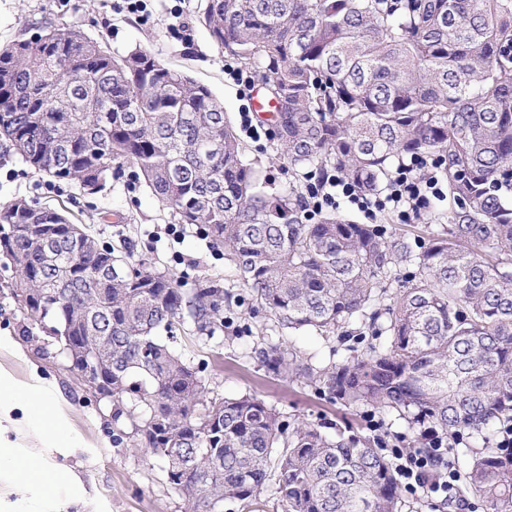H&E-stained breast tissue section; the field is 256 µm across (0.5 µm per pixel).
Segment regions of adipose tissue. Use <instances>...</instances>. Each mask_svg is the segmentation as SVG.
I'll return each mask as SVG.
<instances>
[{
    "label": "adipose tissue",
    "mask_w": 512,
    "mask_h": 512,
    "mask_svg": "<svg viewBox=\"0 0 512 512\" xmlns=\"http://www.w3.org/2000/svg\"><path fill=\"white\" fill-rule=\"evenodd\" d=\"M58 400L45 382L39 377H32L23 386L0 373V472H8L13 482L21 487L36 483L54 488L66 486L74 481L67 469L60 467L36 468L19 458L14 452V445L5 433L18 421L41 432L58 448L71 445V438L65 433L57 416Z\"/></svg>",
    "instance_id": "ef3b65f1"
}]
</instances>
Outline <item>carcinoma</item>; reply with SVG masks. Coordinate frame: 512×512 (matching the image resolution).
I'll return each mask as SVG.
<instances>
[{
  "mask_svg": "<svg viewBox=\"0 0 512 512\" xmlns=\"http://www.w3.org/2000/svg\"><path fill=\"white\" fill-rule=\"evenodd\" d=\"M212 43L277 112L275 158L372 196L412 157L435 161L447 223L418 245L333 208L307 219L305 191L269 182L209 87L150 50L112 53L45 25L0 48V140L32 170L87 194L123 164L196 225L241 276L186 294L148 257L128 262L59 210L0 203V258L23 309L69 371L72 344L101 357L97 394L129 396L142 447L166 462L185 512H219L272 489L284 512H402L379 434L291 422L251 394L207 400L202 370L157 336L200 331L247 304L289 333L338 334L362 351L317 366L268 343L264 366L352 410L432 427L466 457L462 497L512 512V0H205ZM50 226L49 243L35 229Z\"/></svg>",
  "mask_w": 512,
  "mask_h": 512,
  "instance_id": "cac0c4a2",
  "label": "carcinoma"
}]
</instances>
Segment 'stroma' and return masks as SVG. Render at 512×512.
<instances>
[{
	"label": "stroma",
	"instance_id": "stroma-1",
	"mask_svg": "<svg viewBox=\"0 0 512 512\" xmlns=\"http://www.w3.org/2000/svg\"><path fill=\"white\" fill-rule=\"evenodd\" d=\"M145 17L130 13L124 0H0V45L18 39L23 29L48 23L75 27L88 37L106 38L112 52L135 46L150 49L165 63L186 70L208 86L232 120H239L244 99L225 71V58L213 46L207 29L192 17L200 0H146ZM132 166L102 193L89 197L77 187L58 185L35 174L6 143L0 142V202L22 196L66 209L72 221L91 228L113 246H127L132 256L151 253L156 267L191 290L195 277L213 275L225 286L241 288L233 267L225 263L196 227L175 225L151 192L133 183ZM178 234H171V227ZM12 270L0 267V371L24 384L31 374L50 383L59 396L60 422L75 445L60 453L36 431L8 432L20 456L43 467L64 465L78 487L48 491L32 485L16 488L0 474V512H183V501L167 481L165 465L146 456L138 445V413L130 401L99 400L80 385L45 329L30 327L10 295ZM271 320L239 307L210 336L183 325L175 347L187 360L204 366L209 394L231 397L253 394L284 416L324 432L347 423L369 433L371 420L359 412L321 398L306 382L274 376L253 349L261 337L274 336Z\"/></svg>",
	"mask_w": 512,
	"mask_h": 512
}]
</instances>
